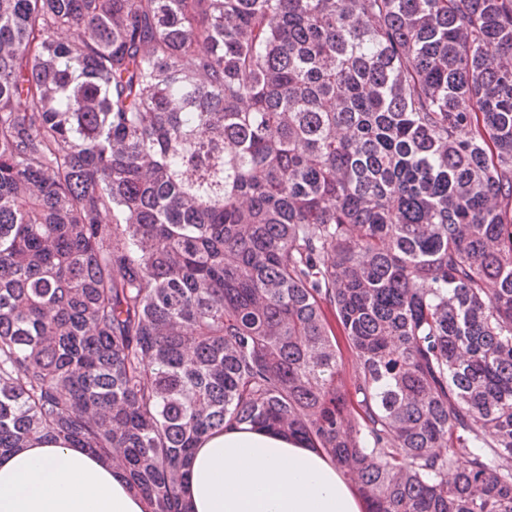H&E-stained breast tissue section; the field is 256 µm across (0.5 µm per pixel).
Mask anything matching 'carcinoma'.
<instances>
[{"mask_svg":"<svg viewBox=\"0 0 512 512\" xmlns=\"http://www.w3.org/2000/svg\"><path fill=\"white\" fill-rule=\"evenodd\" d=\"M242 424L512 512V0H0V455Z\"/></svg>","mask_w":512,"mask_h":512,"instance_id":"cac0c4a2","label":"carcinoma"}]
</instances>
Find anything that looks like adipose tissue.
Here are the masks:
<instances>
[{
    "instance_id": "1",
    "label": "adipose tissue",
    "mask_w": 512,
    "mask_h": 512,
    "mask_svg": "<svg viewBox=\"0 0 512 512\" xmlns=\"http://www.w3.org/2000/svg\"><path fill=\"white\" fill-rule=\"evenodd\" d=\"M191 512H368L321 450L269 429L207 434L190 461ZM0 512H145L111 464L52 440L0 456Z\"/></svg>"
}]
</instances>
